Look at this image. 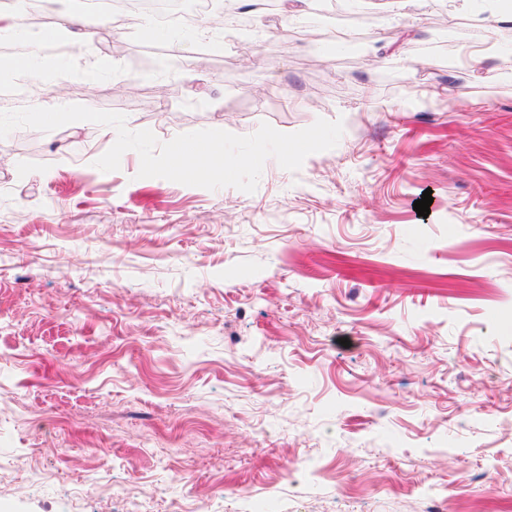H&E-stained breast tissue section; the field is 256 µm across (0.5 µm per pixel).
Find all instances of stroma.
<instances>
[{"label":"stroma","mask_w":512,"mask_h":512,"mask_svg":"<svg viewBox=\"0 0 512 512\" xmlns=\"http://www.w3.org/2000/svg\"><path fill=\"white\" fill-rule=\"evenodd\" d=\"M238 2L196 78L180 29L108 20L111 70L64 77L162 142L343 118L255 193L0 104V512H512L502 0Z\"/></svg>","instance_id":"1"}]
</instances>
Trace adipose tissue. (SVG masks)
Returning <instances> with one entry per match:
<instances>
[{"instance_id":"1","label":"adipose tissue","mask_w":512,"mask_h":512,"mask_svg":"<svg viewBox=\"0 0 512 512\" xmlns=\"http://www.w3.org/2000/svg\"><path fill=\"white\" fill-rule=\"evenodd\" d=\"M98 25V20L93 19L91 15L78 12L58 14L49 27L34 33L28 32L23 22V16L18 12L11 14L7 23H0V37L23 32L30 35V53L11 59L9 66L11 70L19 73L36 72L39 81V94L32 99L33 107L47 127L55 128L75 124L78 122L82 110L78 107L47 108L44 98L51 93L59 77V72L51 63L40 61L39 55L42 48L50 43L68 41L75 35L79 36L82 45L92 44L97 35Z\"/></svg>"}]
</instances>
